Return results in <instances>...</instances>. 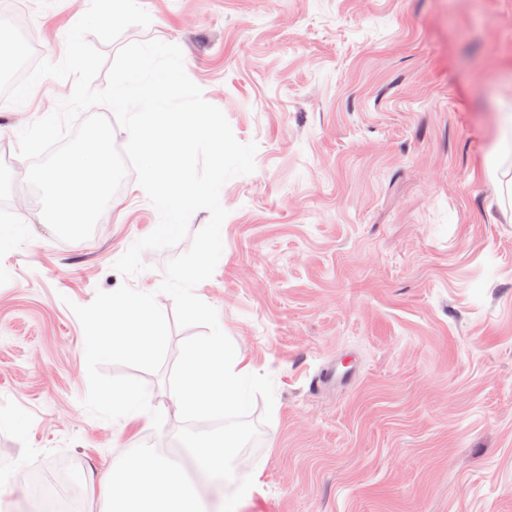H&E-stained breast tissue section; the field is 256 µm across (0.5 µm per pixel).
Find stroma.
Listing matches in <instances>:
<instances>
[{
    "label": "stroma",
    "instance_id": "stroma-1",
    "mask_svg": "<svg viewBox=\"0 0 512 512\" xmlns=\"http://www.w3.org/2000/svg\"><path fill=\"white\" fill-rule=\"evenodd\" d=\"M149 27L99 43L178 45L189 78L256 169L224 185L223 252L196 295L274 407L235 462L261 488L239 512H512V206L493 164L512 169V0H139ZM88 0H7L38 59L62 60ZM47 79L25 106L0 93V512H32L37 479L65 471L84 512L100 478L148 443L174 456L178 413L161 429L83 407L82 326L72 304L126 284L157 292L189 241L115 262L159 215L128 173L92 236L57 239L28 186L18 133L70 97ZM143 373L168 402L181 342ZM343 382L319 385L328 366Z\"/></svg>",
    "mask_w": 512,
    "mask_h": 512
}]
</instances>
